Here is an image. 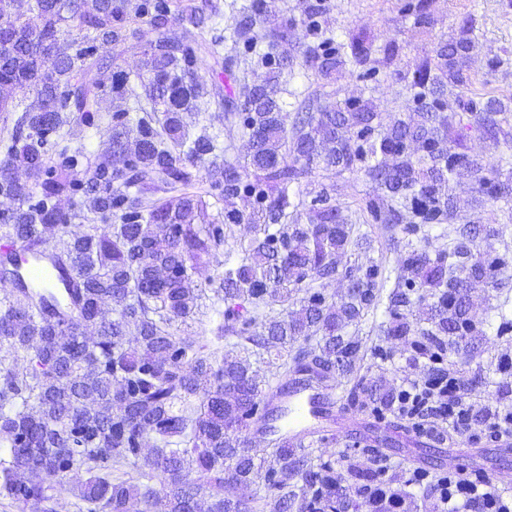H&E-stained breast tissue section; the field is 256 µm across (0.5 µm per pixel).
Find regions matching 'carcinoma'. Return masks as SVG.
Wrapping results in <instances>:
<instances>
[{"label": "carcinoma", "mask_w": 512, "mask_h": 512, "mask_svg": "<svg viewBox=\"0 0 512 512\" xmlns=\"http://www.w3.org/2000/svg\"><path fill=\"white\" fill-rule=\"evenodd\" d=\"M414 24L431 26L427 0L412 6ZM186 25L173 42L163 30L173 17ZM157 32L146 43L147 73L118 72L109 88L87 79L107 67L100 54L116 59L140 46L137 24ZM203 9L169 0H29L27 13L0 0V108L20 113L6 140L0 165V195L15 206L0 212V237L21 260L12 283L0 286V498L42 504L57 512V496L73 472L89 477L80 500L87 512H290L311 485L323 488L322 512H336L343 487L331 463H311L305 443L267 432L268 447L248 448L242 433L263 408L278 413V386L261 380L252 357L273 374L305 375L323 381L345 375L360 349L351 339L336 342L343 328L373 304L379 269L361 264L350 275L352 305H336L315 282L336 275L335 257L347 250L352 228L341 219L327 189L310 202L306 222L295 219L291 184L315 167L350 168L382 154L391 162L367 173L393 224L413 211L425 224L453 214L443 192L448 175L470 160L451 150L448 116L440 95L466 84L455 56L470 48L462 29L456 41L440 43L436 59L416 66L417 118L385 133L363 101L334 111L308 98L304 116L288 124L279 103V73L250 91L243 104L245 165L223 160L224 147L203 132L188 135L187 118L208 94L196 70L202 58L197 30ZM80 36L70 35L71 29ZM266 30L284 47L301 45L295 26L266 0H253L227 34L207 48L242 43L251 48ZM331 54H304L303 65L324 80L350 61L375 53L387 62L398 52L387 42L374 46L365 32L347 34ZM33 92L38 106L25 104ZM111 99L107 133L111 150L89 159L83 146L60 147L73 127L90 119L94 104ZM142 116L133 120L130 112ZM354 131V146L339 135ZM62 161L56 162L53 152ZM27 171L21 182L11 169ZM210 188L228 201L240 188L257 201L244 215L224 211L208 220L202 196L192 190L200 169ZM67 197L70 208L57 200ZM247 224L254 237L236 263L224 262L220 291L223 323L217 333L237 352L217 355L198 339L181 336L205 295L198 281L204 265L224 251L234 227ZM38 260L59 274L53 288L32 285L23 267ZM505 258L477 244H457L430 256L412 252L398 282L433 291L440 301L459 288H478L489 272L501 273ZM164 270L166 274L159 275ZM305 291L301 309L283 318H245L238 301L260 308L285 303ZM113 304V315H101ZM390 332L438 340L456 336L463 321L456 303L436 312L410 306L408 294L390 298ZM24 357L26 372L4 367ZM143 461L159 488L145 491L125 477L124 468ZM265 468L267 495L237 496Z\"/></svg>", "instance_id": "1"}]
</instances>
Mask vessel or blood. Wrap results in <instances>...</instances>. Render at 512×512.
I'll return each mask as SVG.
<instances>
[{
	"label": "vessel or blood",
	"instance_id": "1",
	"mask_svg": "<svg viewBox=\"0 0 512 512\" xmlns=\"http://www.w3.org/2000/svg\"><path fill=\"white\" fill-rule=\"evenodd\" d=\"M286 411L274 419H261L259 427H272L288 438L312 437L326 433L330 420L336 418L334 389L328 384L296 381L289 385L283 399Z\"/></svg>",
	"mask_w": 512,
	"mask_h": 512
}]
</instances>
